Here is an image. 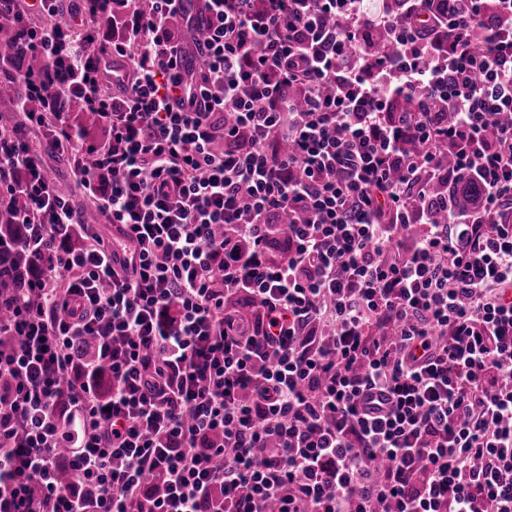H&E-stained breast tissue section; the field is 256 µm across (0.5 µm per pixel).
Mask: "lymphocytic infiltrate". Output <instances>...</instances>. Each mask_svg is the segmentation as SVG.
<instances>
[{"label": "lymphocytic infiltrate", "instance_id": "1", "mask_svg": "<svg viewBox=\"0 0 512 512\" xmlns=\"http://www.w3.org/2000/svg\"><path fill=\"white\" fill-rule=\"evenodd\" d=\"M10 2L0 512H512V0ZM67 107L82 129L90 131L94 137H105L107 135L103 118L97 112L89 111L81 98H70ZM47 166L54 173L60 190L69 195L75 202L82 201V192L76 187L70 177L69 161L64 155L43 154ZM24 199L19 195L1 199L0 202V257L6 255L8 266L0 269V293L12 288H21L23 281L32 275L37 266V259L30 251L17 249L13 239L17 238L14 224L15 215L24 209Z\"/></svg>", "mask_w": 512, "mask_h": 512}]
</instances>
